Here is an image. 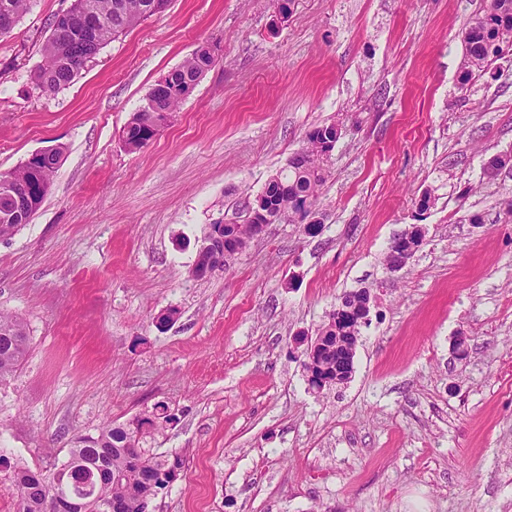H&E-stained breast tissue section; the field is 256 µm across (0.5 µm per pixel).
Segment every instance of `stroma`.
<instances>
[{"instance_id": "35a3bbf8", "label": "stroma", "mask_w": 512, "mask_h": 512, "mask_svg": "<svg viewBox=\"0 0 512 512\" xmlns=\"http://www.w3.org/2000/svg\"><path fill=\"white\" fill-rule=\"evenodd\" d=\"M70 3L32 0L0 36V171L65 149L0 238V311L28 334L0 382V512H16L14 466L53 471L77 437L159 402L175 419L146 445L185 468L149 512H512V166L483 177L512 154V53L468 86L459 73L486 0H292L282 20L276 0H169L45 94L33 74ZM204 46L214 65L127 151L130 116ZM335 122L320 231L269 225L193 277L210 224L241 222ZM412 224L426 242L389 271ZM363 288L352 377L313 390L296 336Z\"/></svg>"}]
</instances>
